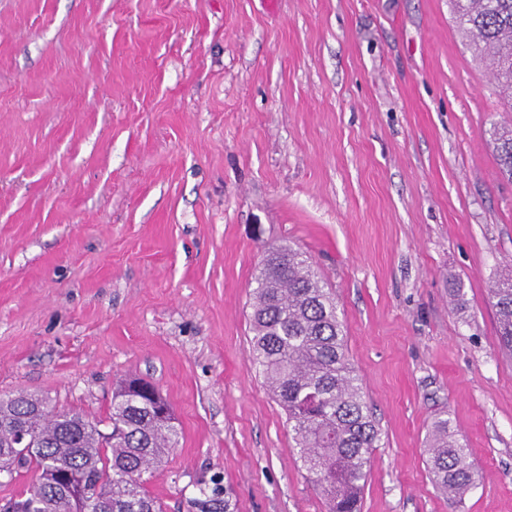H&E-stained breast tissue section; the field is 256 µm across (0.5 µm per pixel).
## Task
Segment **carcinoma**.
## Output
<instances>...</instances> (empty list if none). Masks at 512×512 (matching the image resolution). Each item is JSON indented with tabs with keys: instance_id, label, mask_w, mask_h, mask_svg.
Wrapping results in <instances>:
<instances>
[{
	"instance_id": "carcinoma-1",
	"label": "carcinoma",
	"mask_w": 512,
	"mask_h": 512,
	"mask_svg": "<svg viewBox=\"0 0 512 512\" xmlns=\"http://www.w3.org/2000/svg\"><path fill=\"white\" fill-rule=\"evenodd\" d=\"M474 50L489 62L500 97L512 107V0H449ZM503 177L512 180V128L492 133ZM251 304V356L286 412L300 458L327 512H359L380 428L346 357L336 298L310 257L290 246L264 251ZM499 345L512 356V264L490 290ZM111 432L78 412L54 414L43 396L0 394V463L8 476L32 472L0 512H162L147 489L177 435L170 405L143 378L112 393ZM31 441H16L19 431ZM429 468L453 505L478 472L464 444L439 417L427 437ZM196 512H231L217 483H199Z\"/></svg>"
}]
</instances>
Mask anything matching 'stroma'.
Returning <instances> with one entry per match:
<instances>
[{"label":"stroma","mask_w":512,"mask_h":512,"mask_svg":"<svg viewBox=\"0 0 512 512\" xmlns=\"http://www.w3.org/2000/svg\"><path fill=\"white\" fill-rule=\"evenodd\" d=\"M510 121L448 0H0V393L95 421L147 378L178 431L164 512L213 477L233 512H326L250 358L288 244L381 430L361 512H451L439 417L478 471L459 512H512ZM492 141L500 173L508 180H512V128L494 127ZM490 296L496 312L499 345L512 356V264L496 281Z\"/></svg>","instance_id":"obj_1"}]
</instances>
